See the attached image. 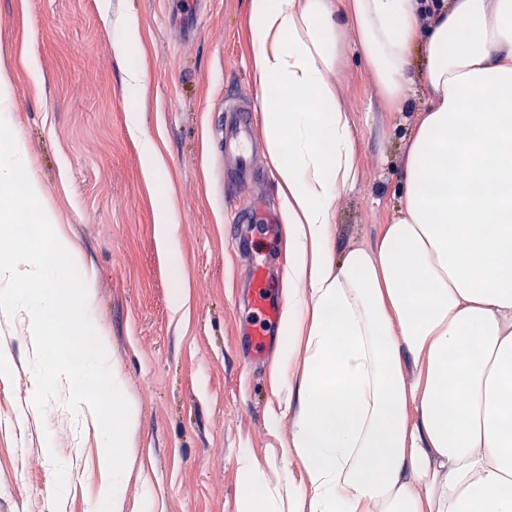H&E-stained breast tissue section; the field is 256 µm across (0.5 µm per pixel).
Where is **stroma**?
Listing matches in <instances>:
<instances>
[{
    "mask_svg": "<svg viewBox=\"0 0 512 512\" xmlns=\"http://www.w3.org/2000/svg\"><path fill=\"white\" fill-rule=\"evenodd\" d=\"M250 0H0V73L11 81L12 128L57 223L91 274L102 344L137 412L129 426V476L120 512H238L237 460L261 465L281 512L289 495L288 440L300 411L280 374L279 345L249 359L251 265L227 236L237 211L282 200L268 156L260 90L250 60ZM136 19L141 44L129 64L145 77L142 126L164 161L163 184L145 176L127 123L125 63L115 48ZM342 100L360 145L361 177L335 198L334 256L376 247L398 203L400 159L414 115L427 105L420 85L405 112L387 111L346 32ZM254 105V176L236 185L213 130L225 101ZM171 208L180 226L182 269L174 271L155 234ZM248 239L267 259L287 298L288 234L261 224ZM28 320L0 313V512H91L104 452L94 429L49 403L28 411L35 390Z\"/></svg>",
    "mask_w": 512,
    "mask_h": 512,
    "instance_id": "1",
    "label": "stroma"
}]
</instances>
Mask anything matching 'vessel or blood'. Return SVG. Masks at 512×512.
Returning <instances> with one entry per match:
<instances>
[{"instance_id": "b4317fda", "label": "vessel or blood", "mask_w": 512, "mask_h": 512, "mask_svg": "<svg viewBox=\"0 0 512 512\" xmlns=\"http://www.w3.org/2000/svg\"><path fill=\"white\" fill-rule=\"evenodd\" d=\"M224 110L226 118L217 127L216 134L224 147V160L231 170L235 183L242 185L251 175L252 123L249 110L231 102L225 104ZM257 222L266 224L269 234H276V212L273 207L264 205L243 213L239 225L231 227L230 237L236 247L244 245V225ZM249 288L250 308L258 313L266 325L275 324L279 319L281 304L274 288L268 282L264 261H253Z\"/></svg>"}]
</instances>
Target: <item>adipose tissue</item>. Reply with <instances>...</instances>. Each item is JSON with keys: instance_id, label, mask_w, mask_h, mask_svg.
Returning <instances> with one entry per match:
<instances>
[{"instance_id": "1", "label": "adipose tissue", "mask_w": 512, "mask_h": 512, "mask_svg": "<svg viewBox=\"0 0 512 512\" xmlns=\"http://www.w3.org/2000/svg\"><path fill=\"white\" fill-rule=\"evenodd\" d=\"M250 0L265 144L291 255L280 359L303 363L289 512H512V0ZM385 105L413 53L428 101L376 248L333 259L338 193L360 177L332 77L347 28ZM415 378H407L406 364ZM241 512H277L250 453Z\"/></svg>"}]
</instances>
